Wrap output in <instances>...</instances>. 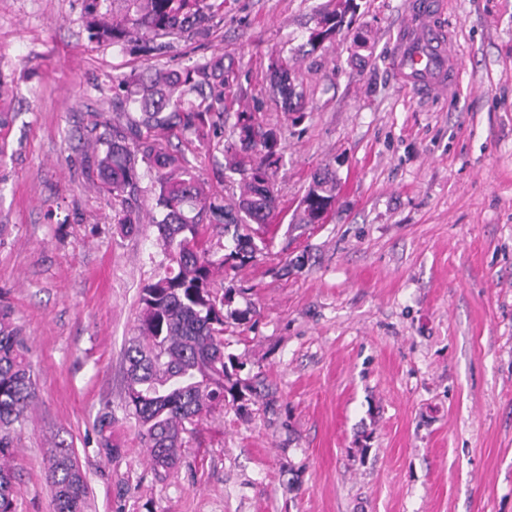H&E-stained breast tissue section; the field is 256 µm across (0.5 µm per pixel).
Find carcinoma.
I'll return each instance as SVG.
<instances>
[{
  "mask_svg": "<svg viewBox=\"0 0 512 512\" xmlns=\"http://www.w3.org/2000/svg\"><path fill=\"white\" fill-rule=\"evenodd\" d=\"M119 14H97L90 0L100 39L112 45L137 42L147 56L164 53L183 37L202 34L215 17L213 0H117ZM342 18L323 15L309 38L313 47L336 35ZM233 64L219 57L180 71L157 70L137 83L129 99L139 116L114 122L104 114L95 120V145L84 156L83 173L98 181L117 207V223H140L141 182L158 187L153 218L161 241L157 279L141 289V339L125 351L126 396L133 406L141 438L155 470L173 467L182 434L190 431L211 408L231 395L265 396L259 378L230 381L224 361V305L227 295L214 291L219 274L237 271L258 257L272 255L269 226L277 223L278 196L271 180L282 160L279 132L266 127L254 112L236 113L227 140L217 141L225 157L224 177L240 184L236 202L206 190L184 153L172 149V139L194 140L211 147L224 118L226 74ZM274 87L285 111L300 109V98L289 77L288 61L272 63ZM336 200V177L325 169L314 176L303 199L299 223L291 229L321 224ZM231 235L229 253L218 255L210 231ZM225 378L230 385L217 382ZM37 397V382L27 356L23 330L13 309L0 303V455L13 443L15 424ZM46 477L53 491L54 512H84L87 483L71 449L56 450ZM17 493L14 472L0 465V512H13Z\"/></svg>",
  "mask_w": 512,
  "mask_h": 512,
  "instance_id": "cac0c4a2",
  "label": "carcinoma"
}]
</instances>
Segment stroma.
I'll use <instances>...</instances> for the list:
<instances>
[{"label": "stroma", "instance_id": "obj_1", "mask_svg": "<svg viewBox=\"0 0 512 512\" xmlns=\"http://www.w3.org/2000/svg\"><path fill=\"white\" fill-rule=\"evenodd\" d=\"M406 2L224 0L209 36L148 58L101 41L86 0H0V299L38 386L8 457L15 512H53L57 446L86 475V512H512V0H446L461 75L434 99L392 64ZM330 9L344 27L310 47ZM213 56L234 64L225 126L247 110L281 134L283 223L322 169L336 201L234 279L231 307L255 323L227 321L224 352L268 397L217 405L159 476L123 358L161 258L156 191L143 182L127 229L81 159L113 76ZM278 56L297 122L273 90ZM186 156L238 198L219 151ZM284 248L304 266L284 269Z\"/></svg>", "mask_w": 512, "mask_h": 512}]
</instances>
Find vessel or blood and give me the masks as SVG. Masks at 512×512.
<instances>
[{"label": "vessel or blood", "instance_id": "b4317fda", "mask_svg": "<svg viewBox=\"0 0 512 512\" xmlns=\"http://www.w3.org/2000/svg\"><path fill=\"white\" fill-rule=\"evenodd\" d=\"M408 8L410 21L393 45V64L406 88L434 97L447 91L459 71L447 27L432 21L444 0H410Z\"/></svg>", "mask_w": 512, "mask_h": 512}]
</instances>
